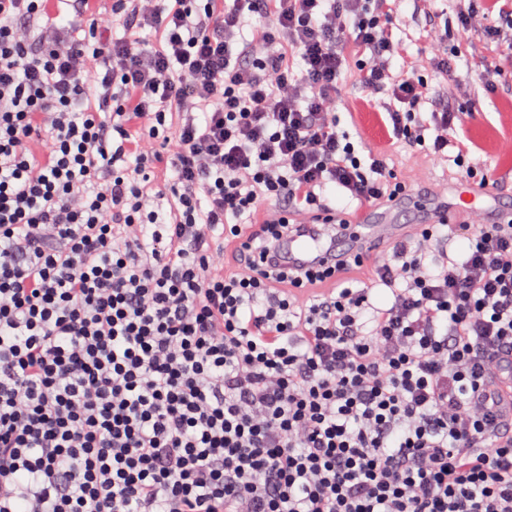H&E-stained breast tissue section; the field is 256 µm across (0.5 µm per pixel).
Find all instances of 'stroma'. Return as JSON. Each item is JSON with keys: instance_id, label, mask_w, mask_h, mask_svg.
<instances>
[{"instance_id": "35a3bbf8", "label": "stroma", "mask_w": 512, "mask_h": 512, "mask_svg": "<svg viewBox=\"0 0 512 512\" xmlns=\"http://www.w3.org/2000/svg\"><path fill=\"white\" fill-rule=\"evenodd\" d=\"M440 14L439 25L448 31V47L458 53L454 79L428 76L429 87L440 96L463 100L472 91L480 100L479 112L457 128L456 139L468 144L474 160L485 164L494 182L490 207L512 210V55L493 42L461 36L455 12L447 11L444 0H434L424 8L417 0H401L391 26V38L402 43L404 55L395 57L394 66L418 67L421 55H434L436 44L422 43L420 37L429 22V11ZM501 67L495 92H486L480 71L485 61ZM340 125L353 142L367 150L384 153L388 167L398 180L415 190L432 192L442 200H452L461 183L452 157L456 147H449V160H436L426 150L414 152L399 145L383 114L377 98L359 90L353 77H345L341 100L336 106Z\"/></svg>"}]
</instances>
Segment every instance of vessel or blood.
<instances>
[{
	"label": "vessel or blood",
	"instance_id": "b4317fda",
	"mask_svg": "<svg viewBox=\"0 0 512 512\" xmlns=\"http://www.w3.org/2000/svg\"><path fill=\"white\" fill-rule=\"evenodd\" d=\"M488 195V188L463 185L458 189L455 202L447 204L411 191L389 202L387 209L369 206L358 210L348 216L345 223L337 225L335 236L292 237L278 242L276 248L292 267L317 264L341 241L353 255L364 259L386 245L403 241L410 234L411 225L392 222L393 209L410 208L418 212L422 223L443 224L448 222L451 214L475 209Z\"/></svg>",
	"mask_w": 512,
	"mask_h": 512
}]
</instances>
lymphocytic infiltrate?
<instances>
[{"mask_svg":"<svg viewBox=\"0 0 512 512\" xmlns=\"http://www.w3.org/2000/svg\"><path fill=\"white\" fill-rule=\"evenodd\" d=\"M52 2L0 0V512H512V223L269 259L404 187L338 127L348 52L404 149L477 111L392 70L400 0Z\"/></svg>","mask_w":512,"mask_h":512,"instance_id":"lymphocytic-infiltrate-1","label":"lymphocytic infiltrate"}]
</instances>
